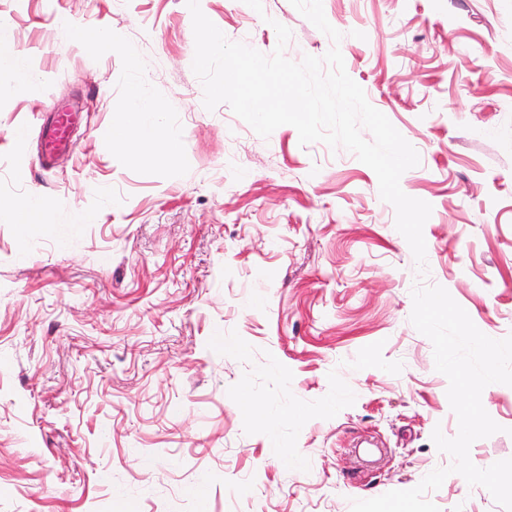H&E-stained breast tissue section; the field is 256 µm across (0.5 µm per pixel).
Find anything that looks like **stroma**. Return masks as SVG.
Wrapping results in <instances>:
<instances>
[{"label": "stroma", "instance_id": "obj_1", "mask_svg": "<svg viewBox=\"0 0 512 512\" xmlns=\"http://www.w3.org/2000/svg\"><path fill=\"white\" fill-rule=\"evenodd\" d=\"M233 42L323 56L289 0H199ZM348 75L418 151L427 283L512 335V0H323ZM109 33L92 44L91 32ZM186 0H0V512H350L451 464L458 423L410 321L418 269L375 172L203 105ZM168 133L113 140L130 92ZM76 105L41 168L37 117ZM43 204L19 224L22 201ZM501 430L472 462L512 458ZM252 401L264 408L243 416ZM440 512H503L450 474Z\"/></svg>", "mask_w": 512, "mask_h": 512}]
</instances>
